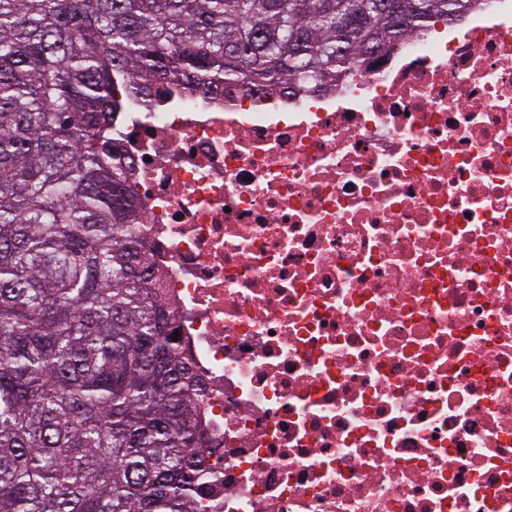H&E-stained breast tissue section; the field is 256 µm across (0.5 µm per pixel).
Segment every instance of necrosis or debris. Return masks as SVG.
Listing matches in <instances>:
<instances>
[{"label":"necrosis or debris","mask_w":512,"mask_h":512,"mask_svg":"<svg viewBox=\"0 0 512 512\" xmlns=\"http://www.w3.org/2000/svg\"><path fill=\"white\" fill-rule=\"evenodd\" d=\"M110 138L204 399L198 512H512V0Z\"/></svg>","instance_id":"necrosis-or-debris-1"}]
</instances>
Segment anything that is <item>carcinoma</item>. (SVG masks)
Listing matches in <instances>:
<instances>
[{
	"mask_svg": "<svg viewBox=\"0 0 512 512\" xmlns=\"http://www.w3.org/2000/svg\"><path fill=\"white\" fill-rule=\"evenodd\" d=\"M476 5L0 0V512H197V381L105 154L128 103L331 85Z\"/></svg>",
	"mask_w": 512,
	"mask_h": 512,
	"instance_id": "cac0c4a2",
	"label": "carcinoma"
}]
</instances>
